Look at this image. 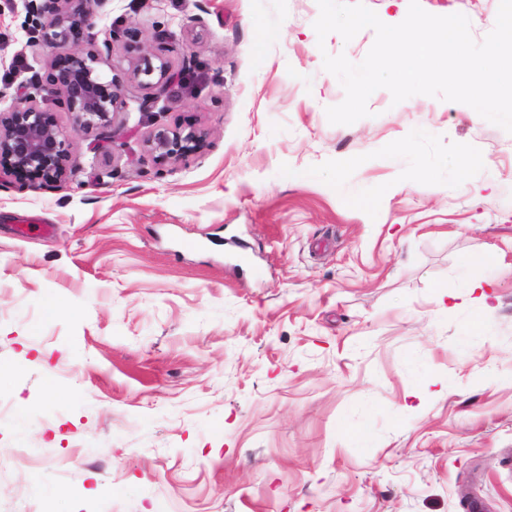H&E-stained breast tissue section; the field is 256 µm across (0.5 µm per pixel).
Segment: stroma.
I'll use <instances>...</instances> for the list:
<instances>
[{
    "instance_id": "1",
    "label": "stroma",
    "mask_w": 512,
    "mask_h": 512,
    "mask_svg": "<svg viewBox=\"0 0 512 512\" xmlns=\"http://www.w3.org/2000/svg\"><path fill=\"white\" fill-rule=\"evenodd\" d=\"M28 4L0 0L1 110L52 55ZM420 4L480 42L499 0ZM318 16L96 9V38L137 27L177 79L150 102L128 85L63 181L0 184V512H102L106 493L118 512H512V134L383 88L331 124L345 93L323 57L361 63L375 33L321 42ZM178 124L206 145L158 165L143 141ZM349 155L367 162L337 174ZM28 219L52 234L19 236Z\"/></svg>"
}]
</instances>
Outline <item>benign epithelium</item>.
<instances>
[{
    "instance_id": "1",
    "label": "benign epithelium",
    "mask_w": 512,
    "mask_h": 512,
    "mask_svg": "<svg viewBox=\"0 0 512 512\" xmlns=\"http://www.w3.org/2000/svg\"><path fill=\"white\" fill-rule=\"evenodd\" d=\"M105 0H37L29 5L33 46L55 49L50 61L24 88L23 102L0 110V182L36 188L62 181L71 165V139L106 131L123 106L126 84L162 91L171 78L168 61L141 50L125 67L111 62L113 45L140 47L136 27L110 30L102 42L90 34V20ZM53 96L70 116V129L61 128L54 112L42 106ZM206 133L194 126L151 132L144 147L165 165L200 151Z\"/></svg>"
}]
</instances>
